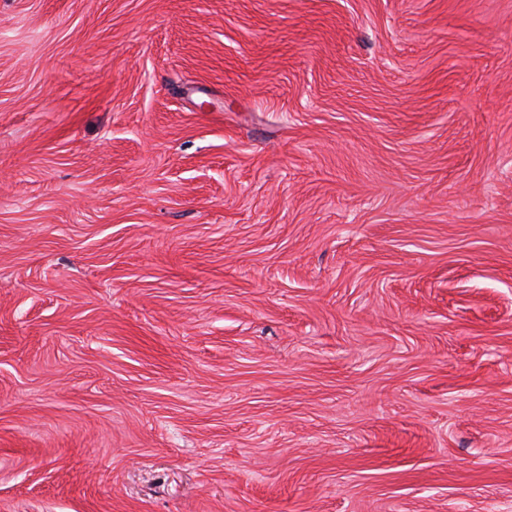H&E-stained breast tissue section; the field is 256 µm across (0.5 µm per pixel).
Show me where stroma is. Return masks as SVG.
Instances as JSON below:
<instances>
[{
	"label": "stroma",
	"instance_id": "35a3bbf8",
	"mask_svg": "<svg viewBox=\"0 0 512 512\" xmlns=\"http://www.w3.org/2000/svg\"><path fill=\"white\" fill-rule=\"evenodd\" d=\"M0 512H512V0H0Z\"/></svg>",
	"mask_w": 512,
	"mask_h": 512
}]
</instances>
